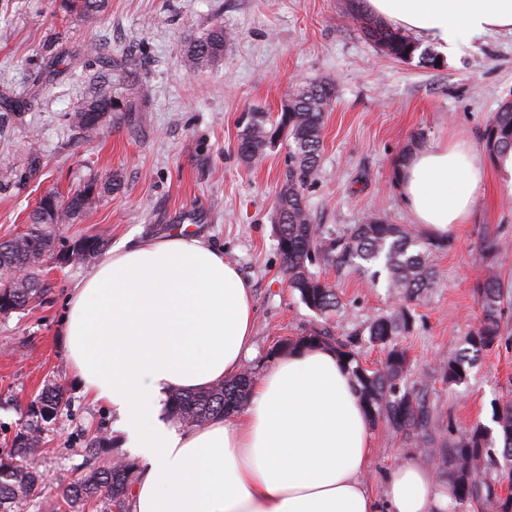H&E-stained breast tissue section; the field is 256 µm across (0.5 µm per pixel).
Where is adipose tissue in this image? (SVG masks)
<instances>
[{
	"mask_svg": "<svg viewBox=\"0 0 512 512\" xmlns=\"http://www.w3.org/2000/svg\"><path fill=\"white\" fill-rule=\"evenodd\" d=\"M365 9L444 52L465 32L512 33V0H365ZM485 177L481 152L455 136L414 150L396 183L416 224L441 238L465 223ZM253 321L236 266L182 230L113 252L70 292L66 356L146 464L131 512H447V493L414 456L399 460L383 498L372 494L371 424L326 347L277 362L239 413L195 429L161 421L172 389L240 371Z\"/></svg>",
	"mask_w": 512,
	"mask_h": 512,
	"instance_id": "adipose-tissue-1",
	"label": "adipose tissue"
}]
</instances>
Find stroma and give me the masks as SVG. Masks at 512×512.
Listing matches in <instances>:
<instances>
[{"instance_id": "1", "label": "stroma", "mask_w": 512, "mask_h": 512, "mask_svg": "<svg viewBox=\"0 0 512 512\" xmlns=\"http://www.w3.org/2000/svg\"><path fill=\"white\" fill-rule=\"evenodd\" d=\"M216 22L235 34L223 61L189 69L185 45ZM362 26L351 0H109L95 17L70 12L63 0H0V30L9 33L0 39V238L26 232L46 191L64 196L103 173L118 174L122 190L101 197L89 216L57 225L58 244L102 235L115 248L184 227L223 249L252 286L256 352L246 363L265 374L276 350L317 316L289 288L273 228L288 144H275L257 163L242 162L237 134L246 113H279L300 80L335 83L321 160L305 189L314 223L337 230L372 213L409 226L393 180L402 150L461 134L481 144L487 113L512 97L510 33L461 35L441 67L429 69L387 56ZM126 54L138 62L129 80L111 68ZM93 96L112 98L116 108L90 136L70 115ZM35 133L41 164L32 174ZM487 169L483 195L451 233L452 248L430 254L440 284L418 302L413 329L401 340L427 371L475 324L474 285L490 262L484 236L512 241V171L493 160ZM88 271L48 266L40 303L0 315V451L45 385L66 392L36 453L48 486L29 512H61L60 488L95 464L83 452L86 442L101 431L121 435L116 416L84 393L59 333L67 296ZM318 271L336 289L339 330L395 305L384 283L325 265ZM431 390L438 439L491 417L512 391V328L467 384L435 378ZM372 448L367 480L379 495L387 471L415 449L381 421L372 424Z\"/></svg>"}]
</instances>
